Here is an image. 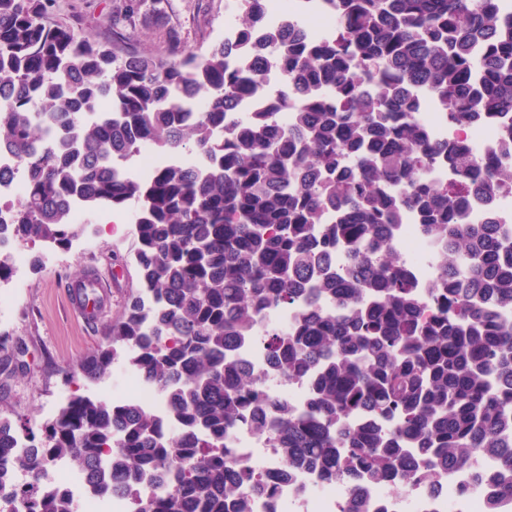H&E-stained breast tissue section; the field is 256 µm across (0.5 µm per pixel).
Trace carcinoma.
<instances>
[{"label": "carcinoma", "instance_id": "cac0c4a2", "mask_svg": "<svg viewBox=\"0 0 512 512\" xmlns=\"http://www.w3.org/2000/svg\"><path fill=\"white\" fill-rule=\"evenodd\" d=\"M235 2V39L198 53L170 33L153 54L53 21L52 0H0V152L26 181L12 238L67 248L84 231L73 209L136 206L140 289L82 375L101 382L121 357L168 399L163 420L74 397L23 458L25 484L0 467V491L28 512H75L62 493L32 497L65 458L90 492L129 493L134 512H248L260 479L224 446L248 425L288 468L352 482L355 497L491 454L506 473L489 495L498 512L512 497V224L474 223L471 192L512 193V163L433 140L419 113L430 100L450 126L512 115V10L326 0L336 28L315 39L266 24V0ZM270 51L298 99L243 114ZM146 145L177 160L121 175ZM407 211L448 244L438 288L396 255ZM273 311L293 314L264 340L305 383L299 407L239 360ZM23 433L36 439L0 415V457Z\"/></svg>", "mask_w": 512, "mask_h": 512}]
</instances>
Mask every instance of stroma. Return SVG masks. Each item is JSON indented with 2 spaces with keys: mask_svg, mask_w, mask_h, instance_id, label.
Here are the masks:
<instances>
[{
  "mask_svg": "<svg viewBox=\"0 0 512 512\" xmlns=\"http://www.w3.org/2000/svg\"><path fill=\"white\" fill-rule=\"evenodd\" d=\"M124 0H55L53 17L60 23H76L78 30L99 41L112 39V16ZM226 0H142L139 20L126 29L128 43L154 53L166 47V33L177 28L190 49L208 47L224 37L229 15ZM132 212H113L110 219L95 218L96 236L82 234V250L54 249L31 270L23 288L17 289L7 309L0 311V335L25 351V368L14 375L0 373V412L28 423L32 430L55 414L58 401L75 396L97 398L101 389L80 372L88 356L105 347L113 321L139 284L132 260L135 241L126 231ZM111 272L107 290L112 304L106 317L85 325L73 317L66 291L88 267Z\"/></svg>",
  "mask_w": 512,
  "mask_h": 512,
  "instance_id": "obj_1",
  "label": "stroma"
}]
</instances>
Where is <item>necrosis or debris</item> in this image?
<instances>
[{"instance_id": "obj_1", "label": "necrosis or debris", "mask_w": 512, "mask_h": 512, "mask_svg": "<svg viewBox=\"0 0 512 512\" xmlns=\"http://www.w3.org/2000/svg\"><path fill=\"white\" fill-rule=\"evenodd\" d=\"M299 13L305 18V27L312 37L328 35L336 26L335 15L325 8L321 0H270L268 22L280 24L289 15ZM422 123L437 140L456 139L464 142L479 156L494 152L505 135V128L497 122L465 125L452 128L448 116L435 103L429 102L420 114ZM397 252L407 268L422 285H433L439 277V259L435 245L425 239L413 221L400 225L396 238ZM248 359L263 389L289 402L303 399L301 385L291 383L269 372L265 366V352L261 338H254ZM228 450L247 454L258 476L270 479L271 493L252 500V512H341L350 499L349 486L342 481L320 480L311 474L299 475L294 484L275 482L282 467L277 449L269 447L249 427L240 428L227 443ZM472 470L451 471L441 483L428 476H418L413 486L396 492L393 485L382 484L365 495L377 512H485V500L473 488ZM67 491L80 512H131L132 499L127 495L97 496L90 493L82 476L66 465L54 462L47 470L42 492Z\"/></svg>"}]
</instances>
